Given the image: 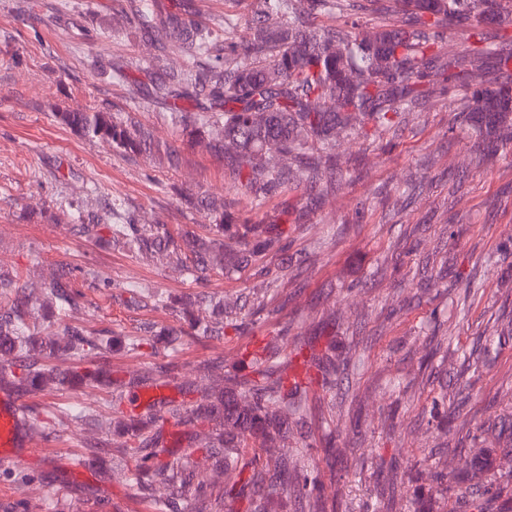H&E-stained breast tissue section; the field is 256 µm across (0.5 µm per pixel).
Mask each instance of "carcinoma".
<instances>
[{
    "instance_id": "1",
    "label": "carcinoma",
    "mask_w": 512,
    "mask_h": 512,
    "mask_svg": "<svg viewBox=\"0 0 512 512\" xmlns=\"http://www.w3.org/2000/svg\"><path fill=\"white\" fill-rule=\"evenodd\" d=\"M391 24L369 27L347 17L363 10L360 0H255L241 41L230 37L237 22L224 17V45L213 31L199 24L195 0H131L130 19L142 37L158 48H173L192 61L174 70L161 66L152 72L145 96L203 102L207 113L179 112L182 131L193 142L224 157L241 194L253 207L302 189L319 201L336 182L339 136L349 137L365 125L385 130L403 113L429 95L428 85L454 90L467 114L471 138L482 147L483 163L512 144V0H369ZM338 14L343 26H310V17ZM462 27L467 46L448 57L441 42L444 31ZM494 59L502 79L493 84L472 82L484 61ZM56 120L84 136L106 140L122 153L138 154L153 147L149 129L132 117L110 112H56ZM189 207L208 210L214 224L206 236L174 235L165 224H138L108 203L100 213L80 214L72 231L101 239L107 233L124 241L142 257H162L181 267L199 287L214 272L232 274L245 269L255 249L288 237V212L262 224L241 220L224 198L185 193ZM0 391L20 397L57 392L76 384L106 386L119 401L138 396L145 388L165 385L175 365L112 377L106 353L109 340L82 323L60 321L57 327L39 321L47 311L59 317L80 305L73 269L62 266L33 295L16 274L0 272ZM206 302L199 294L173 302L187 323L189 336L224 333V301L209 304V315H197ZM299 362L255 359L250 374L228 375L224 363L199 366L206 383L194 388L199 403L187 407L158 399L162 410L141 414L112 406V417L101 427L123 438L109 445L99 438L83 441L76 466L93 467L108 479L119 461L134 459L126 481L149 499L153 512H171L183 498L186 512H224L227 500L246 502L244 512H278L293 497L304 512H326L318 495L321 474L298 467L285 448L301 432L312 383L330 387L336 375L332 337L323 344L295 345ZM41 412L21 409L29 429L49 437L47 425L35 427ZM50 419L81 422L86 409L59 405L46 410ZM188 430L176 438L190 450L172 465L163 434L167 422ZM263 448L266 457L244 461L246 449ZM199 452L212 461L213 481L196 480Z\"/></svg>"
}]
</instances>
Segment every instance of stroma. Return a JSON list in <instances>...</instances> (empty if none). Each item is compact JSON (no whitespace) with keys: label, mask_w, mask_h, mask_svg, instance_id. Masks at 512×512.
<instances>
[{"label":"stroma","mask_w":512,"mask_h":512,"mask_svg":"<svg viewBox=\"0 0 512 512\" xmlns=\"http://www.w3.org/2000/svg\"><path fill=\"white\" fill-rule=\"evenodd\" d=\"M126 0H0V270L40 282L57 265L99 278L118 292L104 299L90 280L72 320L108 330L117 340L108 356L116 375L140 373L172 361L175 382L165 396L193 405L179 392L197 378L198 365L223 358L228 371L248 372L239 354L277 338L281 355L319 333L331 316L343 318L336 355L356 348L332 388H313L306 405L302 463L324 466L325 450H340L343 479L324 484L336 512H473L483 502L498 512L512 495V474L493 469L483 484L453 483L448 472L472 460L476 448H502L512 421V148L490 165L477 163L455 93L424 100L400 123L368 136L342 140L336 189L321 207L302 191L251 209L237 194L221 158L205 145H186L171 119V103L138 96L157 54L139 40L122 13ZM132 113L159 144L180 147L182 164L125 155L107 141L79 135L58 123L56 111ZM224 196L235 213L258 222L289 209L288 240L256 254L248 269L213 274L209 294L234 305L223 335L180 337L176 350L134 354L123 339L143 327L181 329L174 311L127 304L121 290L147 288L188 295L199 287L185 272L156 258L130 253L114 241L73 234L74 210L97 212L121 203L142 224L207 233L213 219L186 208L178 190ZM474 277L464 288L457 274ZM488 347L480 371L463 355ZM464 421L444 433V416ZM87 430L62 427L50 441L53 462L24 456L0 462V507L23 500L28 512H150L136 487L72 471ZM420 471L383 503L381 465ZM74 474L83 490L17 483L21 471ZM445 474V491L432 476Z\"/></svg>","instance_id":"35a3bbf8"}]
</instances>
